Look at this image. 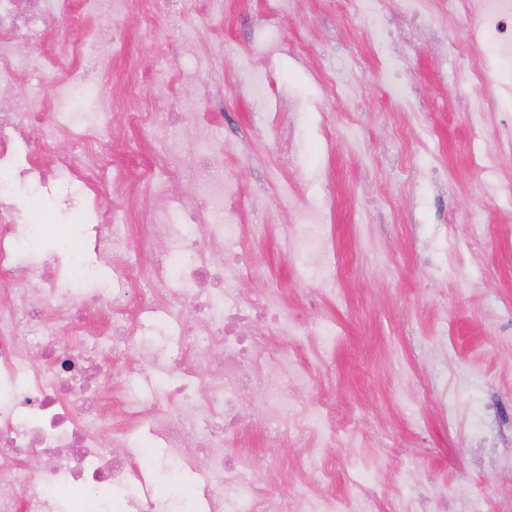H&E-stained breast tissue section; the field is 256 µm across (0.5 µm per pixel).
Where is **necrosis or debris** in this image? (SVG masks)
Returning <instances> with one entry per match:
<instances>
[{
    "instance_id": "necrosis-or-debris-1",
    "label": "necrosis or debris",
    "mask_w": 512,
    "mask_h": 512,
    "mask_svg": "<svg viewBox=\"0 0 512 512\" xmlns=\"http://www.w3.org/2000/svg\"><path fill=\"white\" fill-rule=\"evenodd\" d=\"M129 0H84L86 24L79 37L65 25L72 0H0V84L25 72L42 75L53 95L29 87L23 102L0 106V512H56L69 503L75 512H368L359 501L337 500L333 491L291 496L262 483L252 460L225 453L250 421L237 394L261 384L273 406L260 424L287 421L288 397L279 380L288 367L287 347L266 350L267 335L308 336L325 352L336 341V326L289 314L277 289L245 303L239 284L245 273L259 274L261 263L235 252L240 227L234 217L243 194L224 177L222 150L207 139L211 113L194 127L197 148L189 162L164 157L171 177L157 193L153 221L162 225L167 248L149 260L146 291L130 297L139 277L124 260L120 238L109 235L112 211L105 198L104 172L119 166L123 146L114 128L95 113L114 108L99 89L100 67L112 55L109 19L128 14ZM494 32L503 53L512 52V0H477L471 36ZM184 94L167 95L163 113H130L138 127L182 125L193 78L183 72ZM71 136L87 159L75 175L67 157L52 164L20 167L15 146L24 143L37 157L54 134ZM200 189L198 205L180 208L186 180ZM94 206L101 229V258L111 264L117 287L99 288L98 270L74 251L66 273L53 256L31 248L43 235L36 219L21 220L14 207L19 189L42 198L51 184ZM294 248L302 271L319 277L334 292L336 273L325 264L327 242L316 224L295 228ZM224 246L223 264L210 247ZM107 305L112 346L90 341L85 314ZM176 332L177 354L167 357L139 345L124 369H109L106 351L132 349L133 337ZM213 369L201 375L202 362ZM149 392L131 397L134 385ZM113 430L102 441L100 425ZM148 433L130 440L128 429ZM333 412L318 408L304 416L297 437L311 457L335 437ZM39 467H29V459Z\"/></svg>"
}]
</instances>
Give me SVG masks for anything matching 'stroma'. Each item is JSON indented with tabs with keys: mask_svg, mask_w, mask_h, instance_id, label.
<instances>
[{
	"mask_svg": "<svg viewBox=\"0 0 512 512\" xmlns=\"http://www.w3.org/2000/svg\"><path fill=\"white\" fill-rule=\"evenodd\" d=\"M471 0H197L178 31L154 44L135 15L120 21L111 94L131 71L139 93L108 116L150 107L157 72L194 68L201 104L224 115L211 129L226 147L225 173L242 189V251L263 258L268 277L245 282L247 297L278 283L289 304L313 295L309 315L336 325L324 361L294 357L300 389L281 381L296 426L306 407L336 411V445L322 462L337 497L366 494L370 512H512V55L498 38L469 34ZM499 64L474 77L475 53ZM268 87L255 95L256 81ZM133 162L167 179L159 157L193 151V126L129 131ZM493 161L484 167L483 155ZM63 191L42 198L50 234L43 248L68 263L84 247L101 281L88 205L66 207ZM126 256L142 264L165 238L144 220L158 205L146 189L113 196ZM318 213L340 265L335 296L296 275L284 227ZM253 460L277 458L262 482L296 487L307 450L246 440ZM374 474L356 487L357 472Z\"/></svg>",
	"mask_w": 512,
	"mask_h": 512,
	"instance_id": "35a3bbf8",
	"label": "stroma"
}]
</instances>
